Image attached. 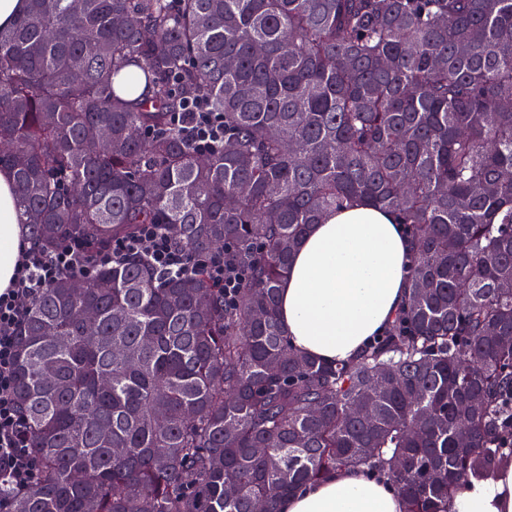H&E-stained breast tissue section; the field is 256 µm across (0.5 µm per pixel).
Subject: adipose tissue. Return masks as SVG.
<instances>
[{"label": "adipose tissue", "mask_w": 512, "mask_h": 512, "mask_svg": "<svg viewBox=\"0 0 512 512\" xmlns=\"http://www.w3.org/2000/svg\"><path fill=\"white\" fill-rule=\"evenodd\" d=\"M25 222L13 175L1 168L0 292L27 246ZM414 252L395 214L361 200L310 225L279 288V317L292 346L323 362L355 358L403 300ZM277 512H403V502L382 479L342 469L283 498ZM448 512H512V465L467 483L449 499Z\"/></svg>", "instance_id": "obj_1"}]
</instances>
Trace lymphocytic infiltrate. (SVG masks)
Returning <instances> with one entry per match:
<instances>
[{
    "instance_id": "1",
    "label": "lymphocytic infiltrate",
    "mask_w": 512,
    "mask_h": 512,
    "mask_svg": "<svg viewBox=\"0 0 512 512\" xmlns=\"http://www.w3.org/2000/svg\"><path fill=\"white\" fill-rule=\"evenodd\" d=\"M177 121L195 148L216 152L224 146V115L202 108L179 113ZM135 257L163 279L205 274L234 302L247 274L228 267L223 250L204 256L191 253L161 224L139 225L134 234L103 245L79 237L65 239L52 250L40 244L22 252L12 288L0 293V512H12L15 496L38 479L25 416L15 397L16 338L33 301L60 278L93 275L99 269Z\"/></svg>"
}]
</instances>
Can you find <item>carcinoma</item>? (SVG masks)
Instances as JSON below:
<instances>
[{
    "instance_id": "obj_1",
    "label": "carcinoma",
    "mask_w": 512,
    "mask_h": 512,
    "mask_svg": "<svg viewBox=\"0 0 512 512\" xmlns=\"http://www.w3.org/2000/svg\"><path fill=\"white\" fill-rule=\"evenodd\" d=\"M70 2L0 27V167L33 234L164 224L248 278L229 306L132 260L37 297L16 397L40 478L14 512H277L338 469L448 512L512 464V0ZM193 100L224 113L222 151L173 124ZM357 198L417 252L386 338L327 365L292 348L278 292Z\"/></svg>"
}]
</instances>
